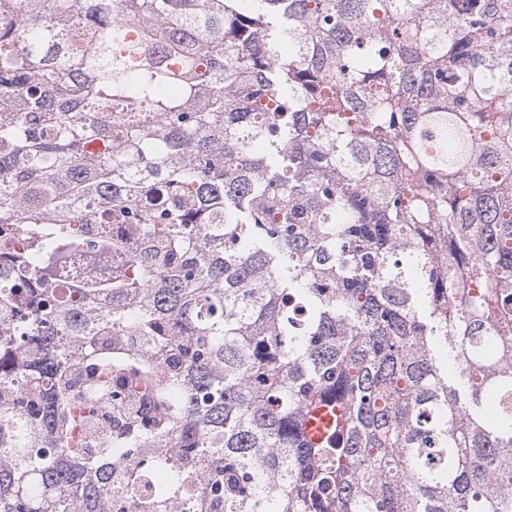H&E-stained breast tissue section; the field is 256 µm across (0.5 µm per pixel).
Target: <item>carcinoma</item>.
Wrapping results in <instances>:
<instances>
[{"label":"carcinoma","instance_id":"obj_1","mask_svg":"<svg viewBox=\"0 0 512 512\" xmlns=\"http://www.w3.org/2000/svg\"><path fill=\"white\" fill-rule=\"evenodd\" d=\"M9 3L0 512H512V0ZM77 224L143 261L35 293L114 257ZM114 368L148 411L91 449ZM121 266H117L107 261H93L83 254L73 256L69 263L59 271L56 279L52 283H44L43 288H49L56 296H60L64 292H68L72 285L77 284L81 280L108 276L115 272H119Z\"/></svg>","mask_w":512,"mask_h":512}]
</instances>
